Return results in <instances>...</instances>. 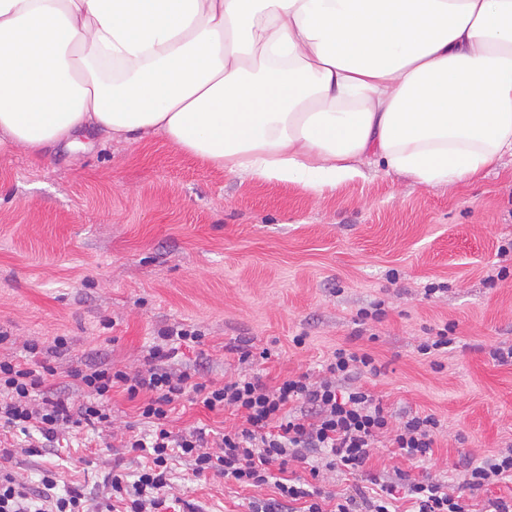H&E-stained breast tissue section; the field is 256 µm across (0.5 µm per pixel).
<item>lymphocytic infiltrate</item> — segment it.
<instances>
[{
    "label": "lymphocytic infiltrate",
    "mask_w": 512,
    "mask_h": 512,
    "mask_svg": "<svg viewBox=\"0 0 512 512\" xmlns=\"http://www.w3.org/2000/svg\"><path fill=\"white\" fill-rule=\"evenodd\" d=\"M188 330L168 331L154 345L142 369L126 371L92 363L70 371L83 393L71 402L46 389L55 367L40 357L38 344L25 346V360L0 358V427L29 437L28 451H55L71 432L89 429L118 440L128 452L144 458L135 475L113 467L96 493L61 486L59 476L45 470L38 484L21 481L4 462L14 451L0 448V512H168L173 458L189 462L194 475L213 474L241 486L274 484L277 497L265 512H290L304 502L303 512H329L315 480L321 471L362 472L380 438L411 461L433 452L440 422L417 411L393 418L367 389L357 386L362 373H379L373 354L363 349L336 348L325 359L317 380L300 375L268 385L260 376L224 383L200 382L194 372L176 367L179 345L195 341ZM141 399L142 418L151 432L130 435L112 423L113 389ZM192 395L211 412L232 411L242 422L212 435L196 428L186 433L168 429L175 402ZM323 455L324 467H311V481L286 478L292 461ZM512 480V448L500 450L477 464L465 463L463 485L470 491L489 489ZM411 501L412 512H471L461 496L441 481L415 479L400 471L379 490L356 488L341 495L331 512H397L398 500Z\"/></svg>",
    "instance_id": "f902f5d3"
}]
</instances>
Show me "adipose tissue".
<instances>
[{
	"label": "adipose tissue",
	"mask_w": 512,
	"mask_h": 512,
	"mask_svg": "<svg viewBox=\"0 0 512 512\" xmlns=\"http://www.w3.org/2000/svg\"><path fill=\"white\" fill-rule=\"evenodd\" d=\"M157 134L321 194L512 155V0H0V149Z\"/></svg>",
	"instance_id": "ef3b65f1"
}]
</instances>
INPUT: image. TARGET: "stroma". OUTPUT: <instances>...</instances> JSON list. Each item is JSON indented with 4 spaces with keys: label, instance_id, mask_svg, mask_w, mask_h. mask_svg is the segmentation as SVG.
Here are the masks:
<instances>
[{
    "label": "stroma",
    "instance_id": "stroma-1",
    "mask_svg": "<svg viewBox=\"0 0 512 512\" xmlns=\"http://www.w3.org/2000/svg\"><path fill=\"white\" fill-rule=\"evenodd\" d=\"M84 142L43 159L20 146L0 153V354L38 343L58 386L93 359L141 368L163 332L185 328L202 341L176 362L196 365L199 380L256 372L273 385L318 376L338 347L366 349L381 372L360 385L393 414H431L440 428L418 467L382 448L363 473L330 474L334 495L398 469L459 493L456 465L512 445V364L490 356L512 340V254L498 253L512 242V157L468 183L423 187L370 169L318 195L212 168L156 135ZM433 283L440 292L426 295ZM377 303L379 318L359 319ZM446 324L456 341L435 366L416 347ZM58 336L67 349H55ZM262 347L275 357L240 362L239 350ZM233 420L186 398L169 428L220 432ZM75 442L33 456L15 435L13 469L34 484L49 468L93 493L114 463L130 475L142 464L95 455L100 440L85 430ZM172 481L204 512H259L276 496L271 485L193 477L182 461Z\"/></svg>",
    "mask_w": 512,
    "mask_h": 512
}]
</instances>
